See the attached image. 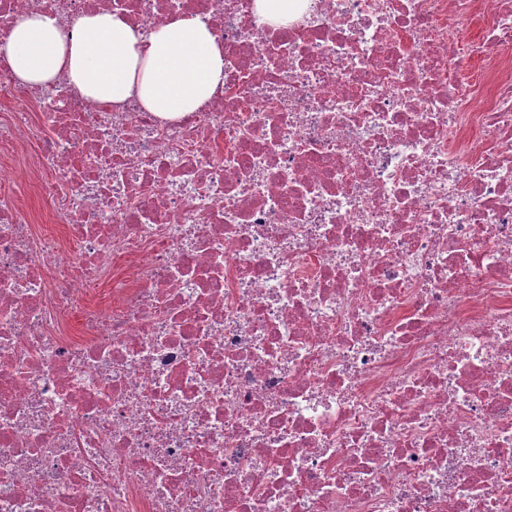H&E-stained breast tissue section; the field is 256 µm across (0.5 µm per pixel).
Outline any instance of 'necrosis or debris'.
Instances as JSON below:
<instances>
[{
    "label": "necrosis or debris",
    "instance_id": "1",
    "mask_svg": "<svg viewBox=\"0 0 512 512\" xmlns=\"http://www.w3.org/2000/svg\"><path fill=\"white\" fill-rule=\"evenodd\" d=\"M33 11L200 17L224 84L20 83ZM511 63L512 0H0V512H512ZM257 11L269 20L286 24L288 22V4L292 0H255ZM17 202L19 207L34 219V224L39 230L46 233L54 231L53 224L47 219L48 208L45 199L37 189L19 196Z\"/></svg>",
    "mask_w": 512,
    "mask_h": 512
}]
</instances>
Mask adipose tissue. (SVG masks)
Here are the masks:
<instances>
[{
    "instance_id": "1",
    "label": "adipose tissue",
    "mask_w": 512,
    "mask_h": 512,
    "mask_svg": "<svg viewBox=\"0 0 512 512\" xmlns=\"http://www.w3.org/2000/svg\"><path fill=\"white\" fill-rule=\"evenodd\" d=\"M7 61L22 83L63 76L86 98L118 107L135 97L167 119L194 111L224 82V54L191 15L145 35L116 14L81 16L68 34L53 16L29 13L13 29Z\"/></svg>"
}]
</instances>
